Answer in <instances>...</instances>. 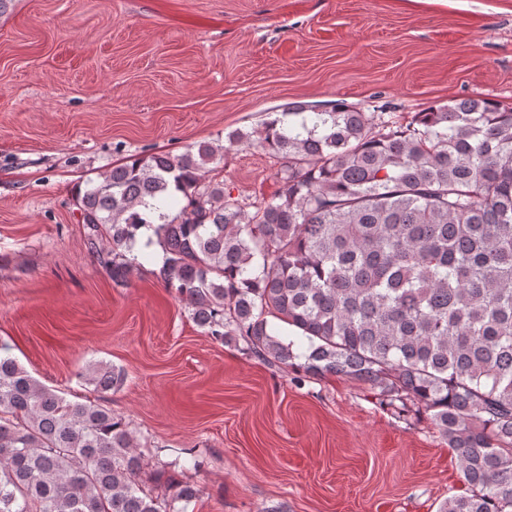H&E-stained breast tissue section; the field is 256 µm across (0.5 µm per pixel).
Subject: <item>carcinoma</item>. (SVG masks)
Instances as JSON below:
<instances>
[{"label": "carcinoma", "instance_id": "cac0c4a2", "mask_svg": "<svg viewBox=\"0 0 512 512\" xmlns=\"http://www.w3.org/2000/svg\"><path fill=\"white\" fill-rule=\"evenodd\" d=\"M253 137L280 163L271 197L218 179L223 145L138 157L79 188L88 251L125 282L156 245L164 287L211 339L431 413L467 486L439 512H512V108L456 99L396 128L289 104L227 142ZM83 379L104 393L126 374L96 362ZM143 466L122 417L0 345V512H188L199 489L147 494Z\"/></svg>", "mask_w": 512, "mask_h": 512}]
</instances>
